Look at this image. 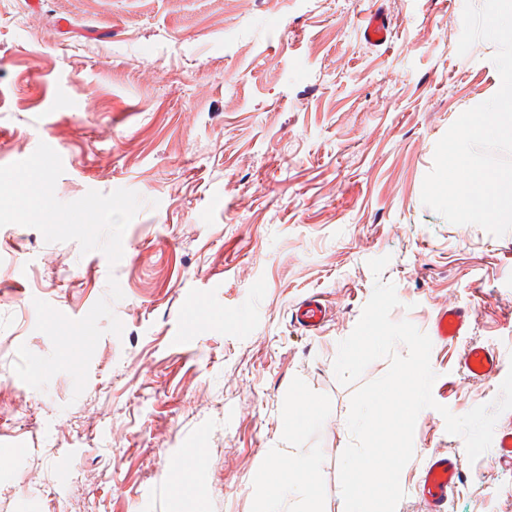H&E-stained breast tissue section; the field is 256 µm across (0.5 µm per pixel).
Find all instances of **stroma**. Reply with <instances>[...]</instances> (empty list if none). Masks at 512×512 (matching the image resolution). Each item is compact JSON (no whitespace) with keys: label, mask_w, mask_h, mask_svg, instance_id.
<instances>
[{"label":"stroma","mask_w":512,"mask_h":512,"mask_svg":"<svg viewBox=\"0 0 512 512\" xmlns=\"http://www.w3.org/2000/svg\"><path fill=\"white\" fill-rule=\"evenodd\" d=\"M464 5L0 0V512H258L257 476L296 450L318 512H344L357 386L334 360L379 280L427 334L473 311L432 344L396 512H427L435 451L462 467L446 512H512V467L469 461L438 411L494 401L512 370V231L421 200L438 140L501 82L493 43L457 53ZM34 165L52 197L27 211L12 180ZM311 296L316 332L293 317ZM471 344L495 376L463 370ZM304 393L319 409L284 441ZM389 24L382 13H374L362 27L363 40L371 45H383L389 38ZM472 312L463 307L443 309L434 324V336L441 341L452 342L467 331ZM461 360L469 376L474 380L490 377L496 371L498 363L496 356L490 350L479 345L466 348Z\"/></svg>","instance_id":"35a3bbf8"}]
</instances>
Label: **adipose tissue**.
Returning <instances> with one entry per match:
<instances>
[{"mask_svg": "<svg viewBox=\"0 0 512 512\" xmlns=\"http://www.w3.org/2000/svg\"><path fill=\"white\" fill-rule=\"evenodd\" d=\"M315 477L313 459L299 453L294 456L292 470L276 466L268 469L262 477L264 495L260 512H289L288 504L295 497L310 501Z\"/></svg>", "mask_w": 512, "mask_h": 512, "instance_id": "adipose-tissue-1", "label": "adipose tissue"}]
</instances>
